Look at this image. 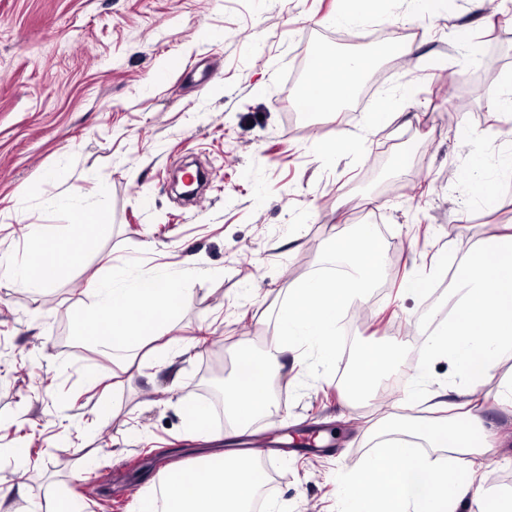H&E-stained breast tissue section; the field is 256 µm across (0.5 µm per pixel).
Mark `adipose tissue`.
<instances>
[{
	"label": "adipose tissue",
	"instance_id": "adipose-tissue-1",
	"mask_svg": "<svg viewBox=\"0 0 512 512\" xmlns=\"http://www.w3.org/2000/svg\"><path fill=\"white\" fill-rule=\"evenodd\" d=\"M370 66L368 59L343 54L315 57L300 97L312 111H340L355 96ZM92 244L89 235L35 236L19 273L29 284L47 285ZM384 250L371 226H359L357 232L336 237L327 248L329 257L343 258L345 271L318 274L292 286L266 351L260 355L243 351L237 357L240 369L224 406L229 431L266 412L271 377L287 368L289 355L304 345L324 358L332 353L338 310L362 301L382 273ZM455 280L463 294L437 326L427 355L446 359L464 376L457 392L461 410L453 412L451 404L438 400L432 405L436 415L430 419L383 418L376 430L377 452L352 471L344 512H455L456 503L480 481L476 467L468 481H461L455 457H479L493 449L484 436L478 392L499 359L512 353V225H498L475 245L459 264ZM97 297V315L87 321L83 337L124 349L135 337L151 335L166 321L184 292L168 280H116L98 289ZM398 362L393 351H361L343 390L345 404L375 397L377 376ZM426 448L445 451L447 457L424 461ZM259 484L257 457L225 455L218 475L198 467L171 473L159 496L138 500L136 512H250Z\"/></svg>",
	"mask_w": 512,
	"mask_h": 512
}]
</instances>
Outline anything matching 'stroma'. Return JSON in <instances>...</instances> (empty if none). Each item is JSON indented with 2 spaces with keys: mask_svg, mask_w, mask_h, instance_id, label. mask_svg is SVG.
Wrapping results in <instances>:
<instances>
[{
  "mask_svg": "<svg viewBox=\"0 0 512 512\" xmlns=\"http://www.w3.org/2000/svg\"><path fill=\"white\" fill-rule=\"evenodd\" d=\"M344 7L0 0V257L21 264L35 228L96 242L45 288L0 270V512H51L61 495L80 512L108 498L133 512L167 470L226 447L225 418L211 414L204 435L186 419L204 400L208 338L231 362L263 353L292 284L329 270L327 242L358 214L385 244L368 317L338 318L328 359L302 347L271 412L236 442L275 479L266 512H340L384 413L427 416L408 395L420 383L455 401L461 377L424 349L458 297L447 268L492 225L512 224V179L485 198L470 182L512 153V115L493 106L512 76V0H383L354 28L335 24ZM387 29L406 32V67L392 65L396 50L376 53ZM317 47L372 57L365 106L301 111L296 73ZM479 76L488 87L475 97ZM383 106L392 122L370 128ZM341 132L347 152L324 156ZM186 159L211 177L187 206L166 182ZM70 199L106 224L73 223ZM116 271L168 279L185 296L154 335L115 352L78 329L95 314L91 280ZM405 277L425 278L426 292L405 295ZM377 346L398 348L413 372L380 378L388 410L347 407L340 375ZM496 389H481L483 416L501 446L459 512H482L492 477L512 479V407L494 402Z\"/></svg>",
  "mask_w": 512,
  "mask_h": 512,
  "instance_id": "stroma-1",
  "label": "stroma"
}]
</instances>
